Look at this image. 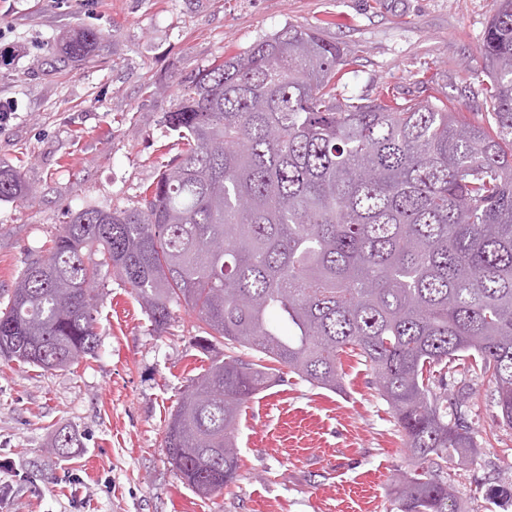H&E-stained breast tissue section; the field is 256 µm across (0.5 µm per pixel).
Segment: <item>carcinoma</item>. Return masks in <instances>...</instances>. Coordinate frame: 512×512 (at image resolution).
<instances>
[{
	"instance_id": "cac0c4a2",
	"label": "carcinoma",
	"mask_w": 512,
	"mask_h": 512,
	"mask_svg": "<svg viewBox=\"0 0 512 512\" xmlns=\"http://www.w3.org/2000/svg\"><path fill=\"white\" fill-rule=\"evenodd\" d=\"M103 36L80 28V60ZM481 55L488 112L436 97L339 90L340 45L293 25L181 82L165 122L182 149L129 209L75 213L31 262L0 311V357L62 369L98 348L99 295L116 271L163 332L182 305L213 359L171 411L169 464L201 496L234 484L243 407L282 373L329 391L341 356L372 370L413 468L395 480L397 512H458L448 454L479 448L448 371L492 386L512 426V0H501ZM0 165V200L23 201ZM80 447L60 432L49 451Z\"/></svg>"
}]
</instances>
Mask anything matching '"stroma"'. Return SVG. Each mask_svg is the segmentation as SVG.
Listing matches in <instances>:
<instances>
[{
    "instance_id": "1",
    "label": "stroma",
    "mask_w": 512,
    "mask_h": 512,
    "mask_svg": "<svg viewBox=\"0 0 512 512\" xmlns=\"http://www.w3.org/2000/svg\"><path fill=\"white\" fill-rule=\"evenodd\" d=\"M499 0H0V162L22 166L27 202L0 200V308L27 265L88 207L136 206L177 141L164 123L179 83L292 24L345 47L347 93L381 86L432 95L478 116L480 45ZM99 31L86 59L63 60L62 39ZM431 75L433 84L421 81ZM95 356L43 370L0 358V512H397L391 478L409 457L372 371L342 360L332 392L289 375L243 409L238 477L207 497L167 460L169 414L206 369L196 314L177 307L155 331L134 294L109 274L97 285ZM475 426L499 441L448 459L462 512L500 510L490 486L512 480V426L491 388L448 374ZM70 430L80 447L48 453Z\"/></svg>"
}]
</instances>
